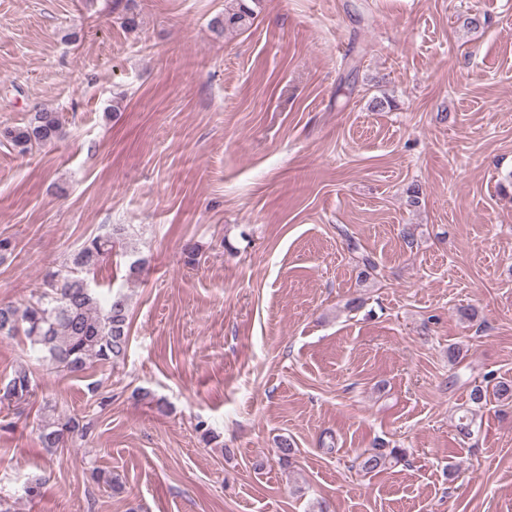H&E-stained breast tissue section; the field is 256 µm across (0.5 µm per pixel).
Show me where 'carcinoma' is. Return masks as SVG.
<instances>
[{
  "mask_svg": "<svg viewBox=\"0 0 512 512\" xmlns=\"http://www.w3.org/2000/svg\"><path fill=\"white\" fill-rule=\"evenodd\" d=\"M254 20V9L246 0H230L224 14L212 21L217 34L244 30ZM63 137L59 113L42 109L22 127L0 129V138L20 154L35 146L52 145ZM129 227L115 224L88 240L73 252L63 268L45 274L43 288L26 304L0 303V336H24L31 349L60 371L82 377L97 364L112 366L124 362L129 345V308L124 294L101 301L91 286L89 275L112 258L117 243ZM37 385L29 373L17 371L0 380V405L20 408L36 396ZM91 422L68 415L47 401L37 423L38 440L47 453L54 454L76 440L87 437ZM404 453L398 448H374L361 461V469L375 471L399 462ZM91 479L118 492L121 485L112 473L92 468Z\"/></svg>",
  "mask_w": 512,
  "mask_h": 512,
  "instance_id": "1",
  "label": "carcinoma"
}]
</instances>
